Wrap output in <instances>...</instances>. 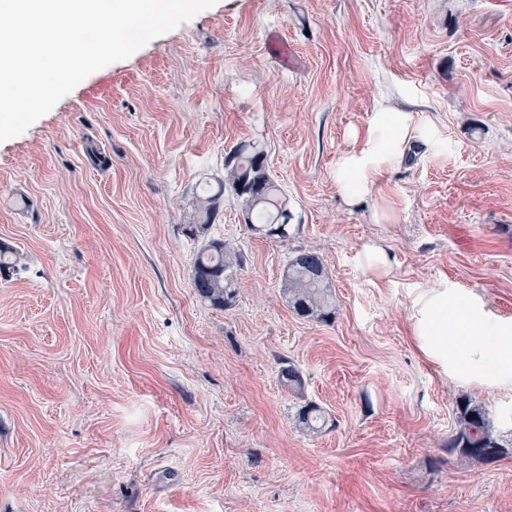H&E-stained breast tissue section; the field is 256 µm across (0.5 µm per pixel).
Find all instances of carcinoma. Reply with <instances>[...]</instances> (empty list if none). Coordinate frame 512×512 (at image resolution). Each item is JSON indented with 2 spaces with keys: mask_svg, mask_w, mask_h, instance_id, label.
<instances>
[{
  "mask_svg": "<svg viewBox=\"0 0 512 512\" xmlns=\"http://www.w3.org/2000/svg\"><path fill=\"white\" fill-rule=\"evenodd\" d=\"M214 192L204 190L193 200L187 229L203 240L192 265L193 287L200 299L216 309L233 306L238 295V275L244 267L242 253L222 239L208 237L224 190H230L239 203L248 229L265 237L288 240V196L268 170L264 150L255 142L240 144L224 160V176L216 179ZM281 295L288 307L302 318L330 322L336 317L335 292L324 259L314 249H300L288 258L284 268ZM281 383L295 393L304 388L300 371L292 363L281 367ZM456 427L448 434L445 452L460 461L491 462L512 455V439L494 436L489 414L469 398L461 397L453 406ZM324 411L308 402L298 411V423L309 435L321 432Z\"/></svg>",
  "mask_w": 512,
  "mask_h": 512,
  "instance_id": "cac0c4a2",
  "label": "carcinoma"
}]
</instances>
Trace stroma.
Returning <instances> with one entry per match:
<instances>
[{
  "label": "stroma",
  "mask_w": 512,
  "mask_h": 512,
  "mask_svg": "<svg viewBox=\"0 0 512 512\" xmlns=\"http://www.w3.org/2000/svg\"><path fill=\"white\" fill-rule=\"evenodd\" d=\"M386 102L414 137L348 203L339 159ZM244 141L296 228L253 234L225 192L209 234L246 263L220 310L184 224ZM301 248L332 324L281 297ZM0 249L21 258L0 272V512H512V457L443 450L461 397L512 437V385L449 375L416 320L447 293L512 324V0H217L0 143ZM326 421L324 411L317 405L308 402L298 411V423L301 429L309 435L321 432Z\"/></svg>",
  "instance_id": "obj_1"
}]
</instances>
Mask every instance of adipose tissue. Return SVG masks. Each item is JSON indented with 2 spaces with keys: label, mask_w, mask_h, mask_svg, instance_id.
I'll return each instance as SVG.
<instances>
[{
  "label": "adipose tissue",
  "mask_w": 512,
  "mask_h": 512,
  "mask_svg": "<svg viewBox=\"0 0 512 512\" xmlns=\"http://www.w3.org/2000/svg\"><path fill=\"white\" fill-rule=\"evenodd\" d=\"M412 137L410 116L384 106L373 113L366 127L363 147L343 155L338 163L342 174L352 176L357 190H364L370 175L387 166ZM453 309L458 331L445 337L435 350L447 358L449 368L466 379L496 371L499 382L512 381V325L502 326L497 335L485 333V314L481 305L434 296L423 305L428 316H439Z\"/></svg>",
  "instance_id": "ef3b65f1"
}]
</instances>
